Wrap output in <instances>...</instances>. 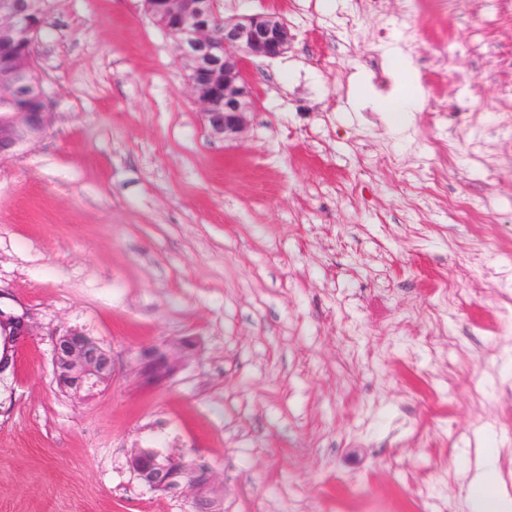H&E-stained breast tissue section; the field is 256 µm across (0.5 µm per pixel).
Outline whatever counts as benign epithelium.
Wrapping results in <instances>:
<instances>
[{
	"mask_svg": "<svg viewBox=\"0 0 512 512\" xmlns=\"http://www.w3.org/2000/svg\"><path fill=\"white\" fill-rule=\"evenodd\" d=\"M144 5L153 19L160 15L179 18L181 36L176 46L191 71L189 94L206 115L212 135L237 139L254 105L242 77L243 62L284 54L293 39L288 27L267 13L213 18L214 0H144ZM30 13L29 0H0V33L31 32ZM30 123L27 112L0 116V157L18 147V132ZM5 298L7 293L0 291V408L13 402L17 353L34 332L28 312L3 302ZM193 346L187 339L177 347L164 343L142 347L136 358L140 376L149 385L163 383L179 370L182 358ZM53 366L57 385L75 395L91 396L112 383L110 354L96 339L77 330L56 337ZM126 464L151 490L190 499L193 512H221L210 466L201 468L181 455L157 448L132 449Z\"/></svg>",
	"mask_w": 512,
	"mask_h": 512,
	"instance_id": "7a95c632",
	"label": "benign epithelium"
}]
</instances>
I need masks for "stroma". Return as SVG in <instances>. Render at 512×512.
Instances as JSON below:
<instances>
[{
	"label": "stroma",
	"mask_w": 512,
	"mask_h": 512,
	"mask_svg": "<svg viewBox=\"0 0 512 512\" xmlns=\"http://www.w3.org/2000/svg\"><path fill=\"white\" fill-rule=\"evenodd\" d=\"M46 10L49 126L0 157V289L38 328L0 512H191L134 448L205 461L224 512H470L482 449L512 492V0H216L293 36L246 61L232 141L141 0ZM398 57L416 97L391 123ZM68 330L111 353L106 391L58 388ZM187 338L143 385L140 348Z\"/></svg>",
	"instance_id": "35a3bbf8"
}]
</instances>
